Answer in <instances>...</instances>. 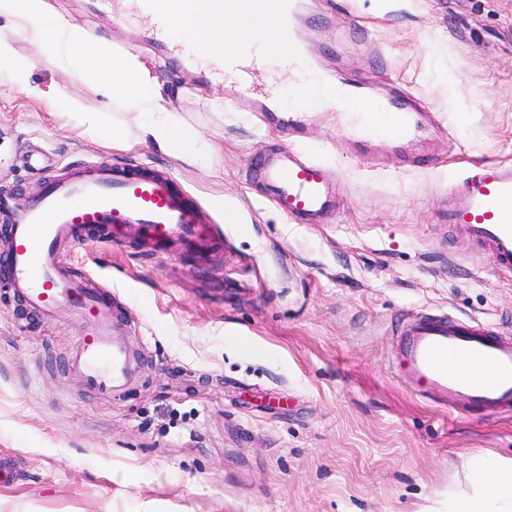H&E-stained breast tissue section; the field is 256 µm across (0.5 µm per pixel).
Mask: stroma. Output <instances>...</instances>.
Returning a JSON list of instances; mask_svg holds the SVG:
<instances>
[{
	"instance_id": "obj_1",
	"label": "stroma",
	"mask_w": 512,
	"mask_h": 512,
	"mask_svg": "<svg viewBox=\"0 0 512 512\" xmlns=\"http://www.w3.org/2000/svg\"><path fill=\"white\" fill-rule=\"evenodd\" d=\"M118 50L137 54L218 153L189 166L153 147L109 146L77 115L104 106L90 87L13 40L31 82L60 90L47 109L0 61V192L25 202L59 166L133 161L169 172L198 203L223 197L224 269L211 253L157 254L139 240L66 252L73 272L112 288L135 320L137 377L91 392L66 356L89 330L61 309L45 323L0 284V512H448L473 455L512 459V416L449 412L399 367L396 325L472 317L512 335V279L438 223L453 169L512 161V0H305L300 33L323 67L375 96L405 91L418 130L379 140L324 110L331 90L274 62L253 85L303 100L302 134L171 59L98 0H47ZM314 151L335 171L338 208L322 223L285 216L255 174L264 152Z\"/></svg>"
}]
</instances>
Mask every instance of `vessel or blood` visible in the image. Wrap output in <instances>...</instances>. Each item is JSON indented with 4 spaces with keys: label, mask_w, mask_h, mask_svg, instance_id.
Masks as SVG:
<instances>
[{
    "label": "vessel or blood",
    "mask_w": 512,
    "mask_h": 512,
    "mask_svg": "<svg viewBox=\"0 0 512 512\" xmlns=\"http://www.w3.org/2000/svg\"><path fill=\"white\" fill-rule=\"evenodd\" d=\"M209 77L236 95L251 92L235 57H225ZM336 94L352 105L351 122L358 128H368L372 114L383 112L391 120L386 135L406 136L414 129L399 97L368 99L359 82L337 83ZM256 173L288 217L313 219L335 206L331 172L318 158L302 159L294 150L265 155ZM440 220L482 247L498 273L512 277V163L488 162L454 173ZM0 222L8 231L0 280L44 321L67 307L91 322V333L71 347L67 363L103 397L134 379L128 345L133 320L111 288L68 269L62 244L85 242L87 230L96 226L108 242H123L133 230L159 251L219 246L212 221L168 173L135 164L64 165L30 202L0 193ZM400 334L401 368L423 396L449 411L469 405L512 413V336L473 319L432 314L402 322Z\"/></svg>",
    "instance_id": "1"
}]
</instances>
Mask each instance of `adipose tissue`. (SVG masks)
<instances>
[{"instance_id":"obj_1","label":"adipose tissue","mask_w":512,"mask_h":512,"mask_svg":"<svg viewBox=\"0 0 512 512\" xmlns=\"http://www.w3.org/2000/svg\"><path fill=\"white\" fill-rule=\"evenodd\" d=\"M173 35H198L200 50L213 62L236 53L240 38L260 41L275 28L272 16L245 18L219 12L224 32L213 39L208 26L197 22L195 0H164ZM10 22L0 32V59L13 55L10 33L45 50L51 67H66L69 75L95 89L111 108L112 128L132 135L135 142L152 144L181 161L196 164L214 152L199 140L139 61L137 55L114 51L108 40L93 38L84 29L54 17L46 0H0V16ZM465 487L450 495L448 512H512V461L470 459L464 471Z\"/></svg>"}]
</instances>
